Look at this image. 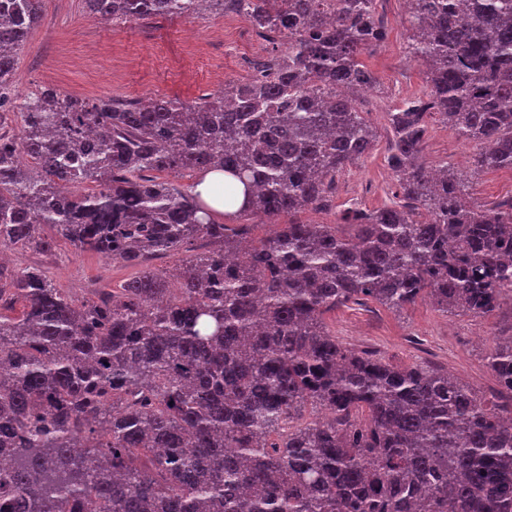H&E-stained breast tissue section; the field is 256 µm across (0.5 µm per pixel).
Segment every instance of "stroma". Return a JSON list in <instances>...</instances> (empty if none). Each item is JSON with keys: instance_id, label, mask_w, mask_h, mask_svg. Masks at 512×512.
<instances>
[{"instance_id": "obj_1", "label": "stroma", "mask_w": 512, "mask_h": 512, "mask_svg": "<svg viewBox=\"0 0 512 512\" xmlns=\"http://www.w3.org/2000/svg\"><path fill=\"white\" fill-rule=\"evenodd\" d=\"M386 40L364 53L362 62L375 74V89L359 94L357 104L378 129L374 148L336 179V207L307 213L306 221L337 224L342 209L359 202L368 208L389 204L396 176L386 162L389 137L386 115L427 88L426 67L407 56L411 35L405 0H378ZM269 41L242 15L207 8L192 17L98 22L82 0H44L42 20L19 51L14 95L24 98L52 87L57 92L94 101L104 96L145 101L154 97L192 102L222 91L225 83L251 79V63L272 55ZM477 147L457 139L438 120H430L420 161L448 166L468 185L472 197L485 205L512 199V172L473 171L469 156ZM53 256L13 250L18 266H42L57 287L83 300L89 289L117 288L138 276L140 266L118 263L83 252L58 238ZM330 332L346 347L380 356L396 365L424 362L448 369L484 394L497 390L485 356L496 340L512 336V305L497 315L476 318L460 312L442 313L430 301L393 312L375 305H352L325 317Z\"/></svg>"}]
</instances>
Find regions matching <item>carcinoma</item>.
Wrapping results in <instances>:
<instances>
[{
  "instance_id": "cac0c4a2",
  "label": "carcinoma",
  "mask_w": 512,
  "mask_h": 512,
  "mask_svg": "<svg viewBox=\"0 0 512 512\" xmlns=\"http://www.w3.org/2000/svg\"><path fill=\"white\" fill-rule=\"evenodd\" d=\"M104 19L189 16L203 0H84ZM285 52L192 104L43 88L9 129L15 56L42 0H0V251L142 265L80 302L0 263V512H512V336L487 357L497 400L428 365L336 340L325 314L427 297L489 316L512 300V200H470L416 163L435 118L512 171V0H409L429 92L389 113L398 201L351 206L336 176L375 128L352 96L386 39L377 0H215ZM224 173V213L165 172ZM223 215L230 223L217 221ZM257 238L247 216L269 222ZM322 414L297 421L306 407Z\"/></svg>"
}]
</instances>
